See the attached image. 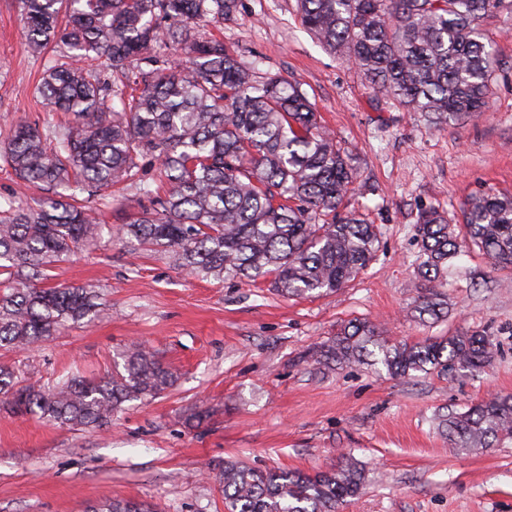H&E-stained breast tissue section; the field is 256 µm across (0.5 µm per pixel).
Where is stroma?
Wrapping results in <instances>:
<instances>
[{"instance_id": "35a3bbf8", "label": "stroma", "mask_w": 512, "mask_h": 512, "mask_svg": "<svg viewBox=\"0 0 512 512\" xmlns=\"http://www.w3.org/2000/svg\"><path fill=\"white\" fill-rule=\"evenodd\" d=\"M497 45L485 112L435 128L418 113L371 99L359 71L300 24L296 0H239L235 16L200 28L259 76L299 83L327 128L356 154L380 248L346 288L286 298L240 280L201 279L171 255L122 245L112 233L146 199L96 202L102 249L56 263L49 285L97 283L107 315L32 351L0 349L19 379L53 386L100 377L139 341L174 370L155 399L124 403L110 426L69 428L0 408V512H87L132 498L157 512H224L217 477L228 460L311 473L348 453L367 466L359 497L339 512H512V442L455 448L436 417L512 394V268L472 249L455 258L448 315L415 318L421 295L415 221L421 209L459 215L470 195L512 192V20L494 18ZM47 56L32 54L16 0H0V144L19 123L62 121L38 93ZM367 320L395 341L485 331L498 352L480 371L394 378L367 365L325 367L313 355L341 324Z\"/></svg>"}]
</instances>
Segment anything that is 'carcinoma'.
Returning a JSON list of instances; mask_svg holds the SVG:
<instances>
[{"label": "carcinoma", "mask_w": 512, "mask_h": 512, "mask_svg": "<svg viewBox=\"0 0 512 512\" xmlns=\"http://www.w3.org/2000/svg\"><path fill=\"white\" fill-rule=\"evenodd\" d=\"M35 54L52 51L38 91L73 122L41 130L20 124L5 160L23 182L51 191L35 207H0V348L29 350L67 325L104 311L99 286L47 287V271L101 245L91 203L123 184L152 208L116 237L173 255L187 273L264 282L284 297L334 293L372 262L380 240L367 214L344 200L360 193V167L319 121L299 84L258 80L195 28L237 12L238 0H17ZM302 26L353 65L374 97L420 112L436 127L482 112L494 46L484 22L512 14V0H297ZM156 162V195L140 179ZM424 293L415 311L439 318L448 262L476 247L493 267H512V194L478 193L461 224L435 208L416 220ZM495 338L462 333L392 342L369 321L348 322L315 352L319 365H381L395 376L480 367ZM123 370L99 380L76 376L53 388L26 383L0 366V405L62 424L103 427L123 403L156 397L174 373L142 343ZM440 425L457 448L512 441V394ZM226 512H337L364 483L345 455L315 474L261 471L233 461L219 475ZM92 512H151L114 499Z\"/></svg>", "instance_id": "carcinoma-1"}]
</instances>
